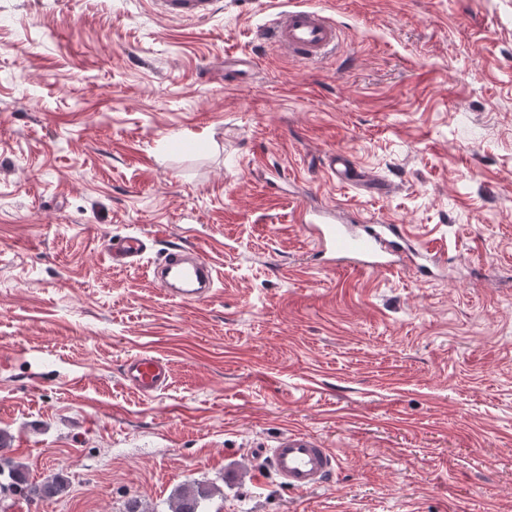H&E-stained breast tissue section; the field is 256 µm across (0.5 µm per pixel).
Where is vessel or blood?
<instances>
[{"instance_id": "1", "label": "vessel or blood", "mask_w": 512, "mask_h": 512, "mask_svg": "<svg viewBox=\"0 0 512 512\" xmlns=\"http://www.w3.org/2000/svg\"><path fill=\"white\" fill-rule=\"evenodd\" d=\"M156 4L169 17L191 20L208 17L213 8V0H156ZM259 38L291 59L319 63L336 52L341 31L323 10L296 6L276 14L260 30ZM325 165L340 185L366 190L377 186L373 177L358 169L345 153H328ZM299 222L314 244L315 256L326 267L341 257L362 271L409 268L425 278L436 276L441 268L437 255L401 224L353 220L337 207L302 208ZM146 249L141 236L129 235L109 258L112 263L129 267L142 261ZM150 275L170 297L182 302L208 299L217 279L216 269L204 252L180 248L168 251L151 265ZM121 377L126 386L149 396L169 385L171 368L163 357L145 352L124 361ZM255 455L281 484L295 492L325 485L336 463L332 452L317 438L299 432L281 435L273 445L256 449Z\"/></svg>"}]
</instances>
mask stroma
Returning a JSON list of instances; mask_svg holds the SVG:
<instances>
[{"label": "stroma", "instance_id": "35a3bbf8", "mask_svg": "<svg viewBox=\"0 0 512 512\" xmlns=\"http://www.w3.org/2000/svg\"><path fill=\"white\" fill-rule=\"evenodd\" d=\"M300 3L344 31L322 63L255 37ZM305 205L406 225L444 271L322 268ZM129 233L203 249L215 296L113 267ZM142 350L172 370L150 397L120 375ZM290 431L329 484L261 472ZM0 432L67 479L29 512H170L194 482L206 512H512V0H0ZM156 5L165 15L177 19H203L210 15L212 0H157ZM324 164L330 177L342 186L352 185L366 190L378 189V183L373 177L358 169L350 157L343 152L327 153ZM254 452L266 469L294 492L322 487L337 465L329 448L314 436L299 432L285 433L273 445L254 448Z\"/></svg>", "mask_w": 512, "mask_h": 512}]
</instances>
